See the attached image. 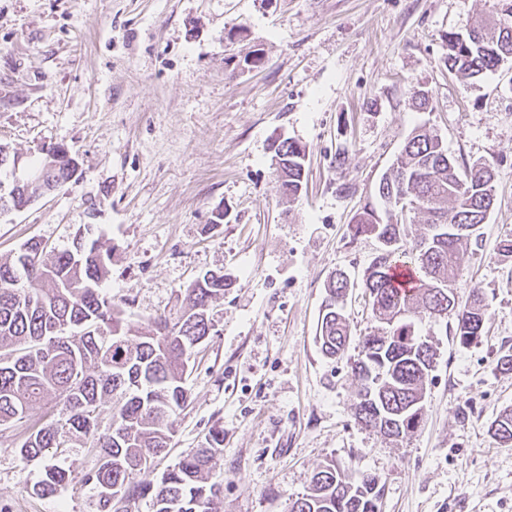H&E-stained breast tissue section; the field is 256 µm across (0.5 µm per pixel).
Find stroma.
<instances>
[{"mask_svg":"<svg viewBox=\"0 0 512 512\" xmlns=\"http://www.w3.org/2000/svg\"><path fill=\"white\" fill-rule=\"evenodd\" d=\"M495 11L496 0H0V143L27 163L65 146L81 171L0 214V260L31 239L68 248L96 225L112 246L102 289L142 324L205 272L229 278L218 332L147 480L220 426L209 474L218 512H289L330 461L378 476L381 512H512V447L489 433L512 406V371L496 367L512 349V260L496 254L512 232V62L475 80L441 64L443 32ZM419 86L430 111L408 104ZM423 124L458 161L493 168L494 207L449 283L462 301L480 288L492 315L468 346L445 320L420 324L436 364L419 429L395 442L354 419L351 363L374 329L361 282L378 243L351 239L350 225ZM278 134L309 149L293 202L271 164ZM345 180L350 195H337ZM339 271L355 283L352 341L331 360L317 337L324 285ZM24 437L23 426L0 427V512H93L82 477L97 450L64 433L52 459L25 460ZM48 463L70 481L35 495Z\"/></svg>","mask_w":512,"mask_h":512,"instance_id":"35a3bbf8","label":"stroma"}]
</instances>
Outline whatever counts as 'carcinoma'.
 Returning a JSON list of instances; mask_svg holds the SVG:
<instances>
[{"mask_svg":"<svg viewBox=\"0 0 512 512\" xmlns=\"http://www.w3.org/2000/svg\"><path fill=\"white\" fill-rule=\"evenodd\" d=\"M500 16L470 28L467 45L459 33L441 35L448 72L469 79L512 61V0H499ZM306 146L290 138L273 152L283 194L301 196ZM47 159L29 166L36 178L65 183L76 167L62 161L45 171ZM386 189L376 187L354 216L353 237L372 236L379 247L363 288L378 331L361 337L352 370L361 381L355 420L395 441L412 435L422 418L400 411L426 396L425 379L436 352L411 320L455 314L454 336L470 345L482 336L490 319L484 293L472 289L461 305L446 285L460 267L471 243H479L494 188L491 166L480 160L458 166L440 138L425 126L406 137L400 155L382 175ZM405 194L414 213L426 216V233L405 243L406 223L395 219L392 196ZM474 227L459 234V225ZM112 265V246L94 229L76 233L71 247L47 251L31 241L14 258L0 261V426L26 423L31 409H46L45 421L26 427L19 449L28 460L61 447L59 430L92 439L101 449L98 465L83 482L95 490L96 512H130L129 504L150 497L152 512H217L220 489L208 482L214 460L224 446V431L211 430L195 452L163 473L156 484L139 480L169 447L175 418L189 401L186 380L196 355L217 333L213 304L224 296V271H208L188 285L174 311L150 320L143 329L126 310L100 292ZM352 288L343 273L325 284L318 342L328 358L345 353L350 343L343 314ZM112 403V423L98 433L99 419ZM492 439L512 446V408L492 421ZM69 481L55 465L46 467L32 492L46 495ZM382 489L364 474L358 481L333 462L314 471L307 491L291 512H379Z\"/></svg>","mask_w":512,"mask_h":512,"instance_id":"carcinoma-1","label":"carcinoma"}]
</instances>
